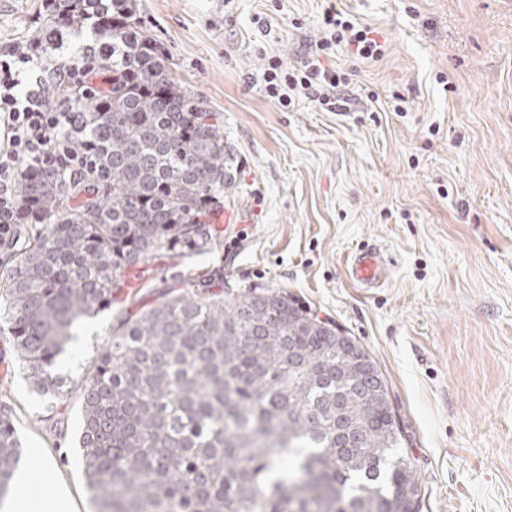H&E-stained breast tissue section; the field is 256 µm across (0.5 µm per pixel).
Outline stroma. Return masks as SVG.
Instances as JSON below:
<instances>
[{"label":"stroma","mask_w":512,"mask_h":512,"mask_svg":"<svg viewBox=\"0 0 512 512\" xmlns=\"http://www.w3.org/2000/svg\"><path fill=\"white\" fill-rule=\"evenodd\" d=\"M175 78L224 118L237 190L203 254L148 261L151 287L198 269L284 291L342 326L375 360L421 488V512H512V0H337L386 53L358 61L347 111L264 88L269 57L293 67L322 37L327 0H140ZM42 0H0V39L33 38ZM404 109L392 111L395 101ZM374 246L381 287L350 281ZM131 300L77 331L64 374L80 382ZM6 393L25 450L54 459L46 487L92 512L80 401L47 403L15 374ZM349 278L359 286L372 288L386 278V261L379 250L364 247L347 257Z\"/></svg>","instance_id":"1"}]
</instances>
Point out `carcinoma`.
Returning a JSON list of instances; mask_svg holds the SVG:
<instances>
[{
  "label": "carcinoma",
  "instance_id": "obj_1",
  "mask_svg": "<svg viewBox=\"0 0 512 512\" xmlns=\"http://www.w3.org/2000/svg\"><path fill=\"white\" fill-rule=\"evenodd\" d=\"M90 25L100 78L64 94L100 169L19 178L21 215L0 238V330L31 390L58 410L54 372L86 317L112 309L150 257L220 245L210 216L236 190L224 126L173 76L139 0H52L54 49ZM119 320L81 390L78 437L93 512H419L389 392L373 406L329 330L288 293L235 292L189 272ZM22 456L0 396V502Z\"/></svg>",
  "mask_w": 512,
  "mask_h": 512
}]
</instances>
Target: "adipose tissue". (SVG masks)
<instances>
[{"mask_svg": "<svg viewBox=\"0 0 512 512\" xmlns=\"http://www.w3.org/2000/svg\"><path fill=\"white\" fill-rule=\"evenodd\" d=\"M55 463L44 459L41 469L21 468L15 477V492L4 503L0 512H75L69 489L59 490L54 498H46L43 484L53 474Z\"/></svg>", "mask_w": 512, "mask_h": 512, "instance_id": "adipose-tissue-1", "label": "adipose tissue"}]
</instances>
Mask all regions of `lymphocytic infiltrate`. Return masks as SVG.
Here are the masks:
<instances>
[{"label": "lymphocytic infiltrate", "instance_id": "lymphocytic-infiltrate-1", "mask_svg": "<svg viewBox=\"0 0 512 512\" xmlns=\"http://www.w3.org/2000/svg\"><path fill=\"white\" fill-rule=\"evenodd\" d=\"M322 27L323 37L300 65L288 68L279 58H269L262 80L267 95L282 107L302 95L327 111H343L342 90L348 79L341 68L327 66V59L340 47L362 60L384 55L371 29L356 26L335 6L324 11ZM86 75L85 66L74 60H44L36 42H0V236L9 234L16 222L17 181L24 169L50 163L79 181L93 180L91 155L75 143L81 115L56 97L57 89Z\"/></svg>", "mask_w": 512, "mask_h": 512}]
</instances>
